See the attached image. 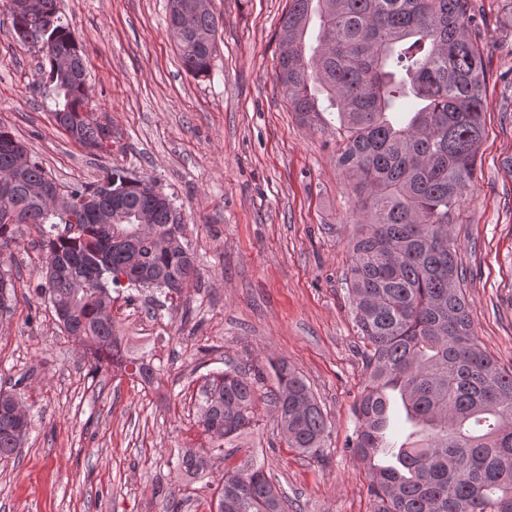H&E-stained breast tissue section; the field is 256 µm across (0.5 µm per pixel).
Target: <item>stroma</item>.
I'll return each instance as SVG.
<instances>
[{"label": "stroma", "instance_id": "35a3bbf8", "mask_svg": "<svg viewBox=\"0 0 512 512\" xmlns=\"http://www.w3.org/2000/svg\"><path fill=\"white\" fill-rule=\"evenodd\" d=\"M0 0V126L58 185L92 184L106 166L156 179L190 231L198 280L170 297L126 288L112 319L162 362L151 391L111 367L93 372L82 345L35 293L34 228L14 255L15 306L0 313V379L28 376L31 419L17 458L0 461V512H213L225 470L262 467L297 512H370L366 469L346 446L367 377L345 274L356 197L336 163L337 125L302 123L275 80L288 0H211L219 17L211 73H187L167 29L169 0H57L84 53L87 111L107 115L112 147L90 153L58 128L34 49L15 41ZM489 110L474 189L451 226L467 270L474 337L512 367V0H476ZM284 359L328 419V458L288 447L265 393ZM237 364L259 399L254 433L226 443L197 479L175 469L201 443L206 375Z\"/></svg>", "mask_w": 512, "mask_h": 512}]
</instances>
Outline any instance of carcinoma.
<instances>
[{"label": "carcinoma", "mask_w": 512, "mask_h": 512, "mask_svg": "<svg viewBox=\"0 0 512 512\" xmlns=\"http://www.w3.org/2000/svg\"><path fill=\"white\" fill-rule=\"evenodd\" d=\"M16 40L36 47L49 64L48 81L60 102L52 115L82 148L106 151L105 130L85 110L87 82L57 74V52L79 50L59 10L10 13ZM317 45L307 46L312 22ZM478 24L473 0H288L281 28L276 78L289 108L301 118L337 114L336 160L354 180L359 229L345 277L368 377L354 404L356 427L348 440L368 466L372 512H512V369L475 342L464 292L465 274L449 224L474 184L489 108L486 69L469 29ZM213 12L175 40L185 70L209 75L214 56L203 40L217 32ZM409 112H399L404 100ZM21 141L0 126V173L15 171L10 145ZM103 179L120 190L125 224L106 230L81 208L49 212L28 191L51 183L32 159L13 182L0 184L19 214L0 219V311H11L10 270L3 252L22 225L40 234L42 282L67 335L80 341L97 372L103 359L121 355L110 306L123 284L178 294L197 275L185 224L155 214L165 245L143 235L133 216L150 206L140 179L108 168ZM268 394L288 447L324 457L328 422L308 385L284 360L272 366ZM146 359L131 376L157 379ZM14 382L0 387V460L22 447L30 427ZM400 395L412 431L379 464L388 448L390 395ZM198 425L207 439L177 456L185 477L209 470L224 456V441L255 426L256 389L250 370L230 366L207 380ZM218 500L224 512H288V496L260 467L224 472Z\"/></svg>", "instance_id": "1"}]
</instances>
